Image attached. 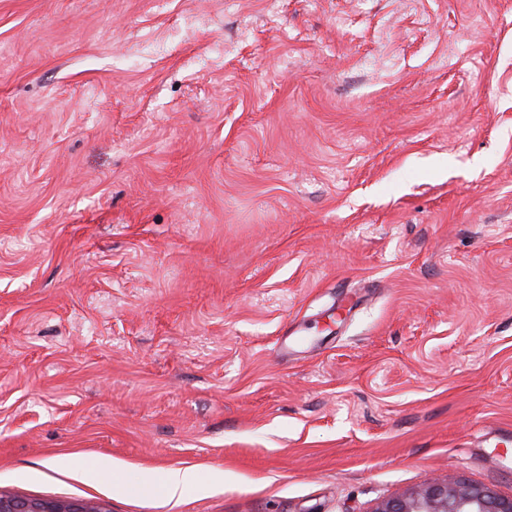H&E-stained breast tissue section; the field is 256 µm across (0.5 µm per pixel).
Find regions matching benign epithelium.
Segmentation results:
<instances>
[{
  "label": "benign epithelium",
  "mask_w": 512,
  "mask_h": 512,
  "mask_svg": "<svg viewBox=\"0 0 512 512\" xmlns=\"http://www.w3.org/2000/svg\"><path fill=\"white\" fill-rule=\"evenodd\" d=\"M0 512H105L92 500H45L0 493ZM374 512H512V496L482 484L434 480L382 502Z\"/></svg>",
  "instance_id": "obj_1"
}]
</instances>
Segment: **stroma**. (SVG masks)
I'll list each match as a JSON object with an SVG mask.
<instances>
[{
  "label": "stroma",
  "mask_w": 512,
  "mask_h": 512,
  "mask_svg": "<svg viewBox=\"0 0 512 512\" xmlns=\"http://www.w3.org/2000/svg\"><path fill=\"white\" fill-rule=\"evenodd\" d=\"M507 430L512 0H0V493L510 496ZM202 482V472L198 467L171 469L162 480L163 499L166 504H177L187 487Z\"/></svg>",
  "instance_id": "stroma-1"
}]
</instances>
